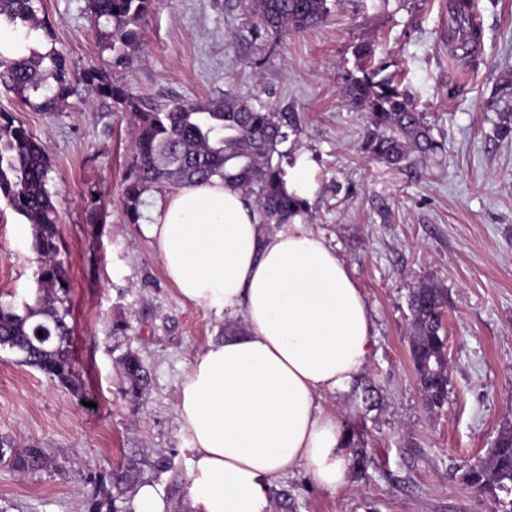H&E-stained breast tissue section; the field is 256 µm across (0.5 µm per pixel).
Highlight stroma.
Returning a JSON list of instances; mask_svg holds the SVG:
<instances>
[{
  "mask_svg": "<svg viewBox=\"0 0 512 512\" xmlns=\"http://www.w3.org/2000/svg\"><path fill=\"white\" fill-rule=\"evenodd\" d=\"M482 46L475 67L453 60L443 39L448 0H330L322 24L283 37L257 28L248 0H158L144 44L112 64L86 0H42L73 93L40 112L0 88L12 113L43 143L58 209L59 258L70 278L73 350L82 395L0 352V438L34 445L58 469L21 475L0 466V512H88L125 455L142 464L128 486H157L168 506L192 512L183 479L190 442L178 423L180 385L196 355L230 319L179 297L156 248L125 213L129 123L79 74L94 67L130 92L160 101L204 102L230 90L290 118L278 150L303 162L312 190L303 221L335 250L363 291L373 345L359 377L328 395L327 408L368 457L348 488H319L305 468L278 479L290 506L268 512H494L493 497L460 479L512 425V137L484 109L512 74V0H477ZM405 70L402 82L445 146L394 171L362 146L367 115L344 102L354 48ZM100 223L87 221L91 201ZM39 263L22 217L0 203V304L33 291ZM430 281L448 291L444 327L450 375L443 409L425 408L409 353V295ZM127 325L112 331L114 321ZM135 350L152 381L125 394L118 359ZM380 400L368 407L365 389ZM168 457L172 469L154 462Z\"/></svg>",
  "mask_w": 512,
  "mask_h": 512,
  "instance_id": "35a3bbf8",
  "label": "stroma"
}]
</instances>
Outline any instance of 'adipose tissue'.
Wrapping results in <instances>:
<instances>
[{"mask_svg":"<svg viewBox=\"0 0 512 512\" xmlns=\"http://www.w3.org/2000/svg\"><path fill=\"white\" fill-rule=\"evenodd\" d=\"M180 298L242 317L181 383L195 512H266L302 466L322 489L349 484L323 395L347 388L372 347L368 304L326 241L301 222L265 229L253 201L215 177L170 192L141 226Z\"/></svg>","mask_w":512,"mask_h":512,"instance_id":"obj_1","label":"adipose tissue"}]
</instances>
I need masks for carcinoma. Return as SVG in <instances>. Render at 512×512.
Masks as SVG:
<instances>
[{
  "instance_id": "carcinoma-1",
  "label": "carcinoma",
  "mask_w": 512,
  "mask_h": 512,
  "mask_svg": "<svg viewBox=\"0 0 512 512\" xmlns=\"http://www.w3.org/2000/svg\"><path fill=\"white\" fill-rule=\"evenodd\" d=\"M41 0H0V19L11 37L0 43V86L23 103L42 112H54L72 94L63 57L53 49L40 51L30 43L31 32L43 30L51 37L47 20L38 16ZM328 0H250L251 12L266 31L281 34L313 27L329 12ZM155 0H87L90 18L105 20L99 32L114 53L113 63L128 61L126 49L139 46L142 22ZM480 23L473 0H450L448 44L453 57L471 63L476 58ZM356 68L347 72L344 97L348 106L368 114L374 131L363 150L392 166L411 154L425 158L443 150L422 112L408 92L386 73L388 61H375V49L359 44L354 50ZM86 89L112 100L128 119L132 148L123 179L125 211L132 223L141 217L142 195L150 190L205 182L218 176L233 183L252 199L260 223L270 227L293 223L307 201L286 189L285 172L273 162L278 146L287 140L284 123L273 110H257L233 92L204 103L193 100L159 102L130 93L103 72L88 68L81 73ZM486 110L501 116L499 133L512 135V76L498 82ZM51 164L38 138L9 112H0V200L31 226V248L40 263L32 302L18 310L0 305V350L17 356L49 379L81 393L74 367V326L70 313V284L59 256V215L48 189ZM446 292L432 283L413 290L410 356L427 410H439L448 401L447 342L442 333ZM126 393L137 395L149 385L150 372L138 353L128 350L119 358ZM342 446L352 449L351 466L363 472L366 458L354 449L351 433H342ZM20 473H39L51 467L44 450L18 448L0 439V465ZM130 456L112 472L119 487L138 469ZM463 482L480 494H490L496 512H512V427L499 430L486 457L462 472ZM89 512H133L130 505L107 495L94 499Z\"/></svg>"
}]
</instances>
